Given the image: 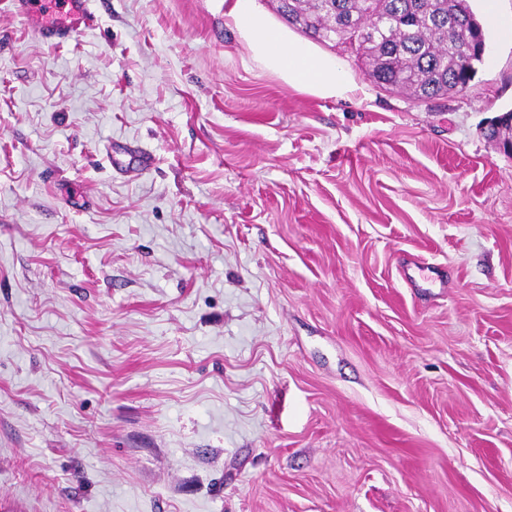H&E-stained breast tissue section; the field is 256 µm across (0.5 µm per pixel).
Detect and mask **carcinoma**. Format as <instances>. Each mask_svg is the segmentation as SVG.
<instances>
[{
  "label": "carcinoma",
  "mask_w": 512,
  "mask_h": 512,
  "mask_svg": "<svg viewBox=\"0 0 512 512\" xmlns=\"http://www.w3.org/2000/svg\"><path fill=\"white\" fill-rule=\"evenodd\" d=\"M278 11L314 41L361 59L367 76L420 102L465 91L486 42L469 0H280ZM485 136L512 138V110Z\"/></svg>",
  "instance_id": "1"
}]
</instances>
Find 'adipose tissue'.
Wrapping results in <instances>:
<instances>
[{
	"label": "adipose tissue",
	"mask_w": 512,
	"mask_h": 512,
	"mask_svg": "<svg viewBox=\"0 0 512 512\" xmlns=\"http://www.w3.org/2000/svg\"><path fill=\"white\" fill-rule=\"evenodd\" d=\"M227 15L254 57L290 88L343 100L357 91L358 86L341 59L292 40L257 11L254 0H232Z\"/></svg>",
	"instance_id": "obj_1"
}]
</instances>
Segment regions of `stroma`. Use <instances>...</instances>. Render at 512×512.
I'll return each mask as SVG.
<instances>
[{
    "mask_svg": "<svg viewBox=\"0 0 512 512\" xmlns=\"http://www.w3.org/2000/svg\"><path fill=\"white\" fill-rule=\"evenodd\" d=\"M89 10L0 0V512H512V44L337 100L224 0ZM32 1L34 0H13L14 10L20 15L32 17L41 37L46 41L62 44L70 37L71 32L89 22L87 0H69L70 9L60 22L51 21L47 15L37 13Z\"/></svg>",
    "mask_w": 512,
    "mask_h": 512,
    "instance_id": "1",
    "label": "stroma"
}]
</instances>
